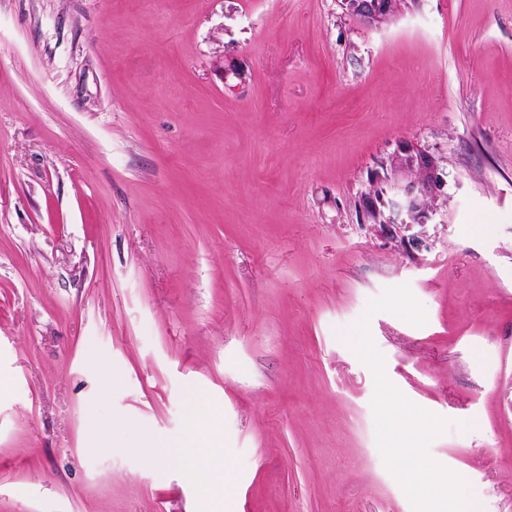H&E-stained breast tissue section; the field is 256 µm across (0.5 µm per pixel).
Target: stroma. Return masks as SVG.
I'll list each match as a JSON object with an SVG mask.
<instances>
[{"label":"stroma","mask_w":512,"mask_h":512,"mask_svg":"<svg viewBox=\"0 0 512 512\" xmlns=\"http://www.w3.org/2000/svg\"><path fill=\"white\" fill-rule=\"evenodd\" d=\"M401 285L385 376L512 512V0H0V512H209L195 395L235 512H412L343 338ZM349 11L360 21L374 24L391 15L399 0H345ZM211 422L209 405L204 399L197 397L191 404L189 424L184 436L174 446L164 443L158 446V448H180L171 455L162 456L161 460L189 466L195 477L205 483L207 493L216 491L211 483L213 473L218 469L214 447L210 446Z\"/></svg>","instance_id":"obj_1"}]
</instances>
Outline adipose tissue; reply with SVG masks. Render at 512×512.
Instances as JSON below:
<instances>
[{
    "mask_svg": "<svg viewBox=\"0 0 512 512\" xmlns=\"http://www.w3.org/2000/svg\"><path fill=\"white\" fill-rule=\"evenodd\" d=\"M211 414L207 402L195 398L189 412V424L186 433L178 441L177 451L170 456L171 461L189 466L195 477L204 483H211L218 468L214 451L210 445L209 430Z\"/></svg>",
    "mask_w": 512,
    "mask_h": 512,
    "instance_id": "ef3b65f1",
    "label": "adipose tissue"
}]
</instances>
